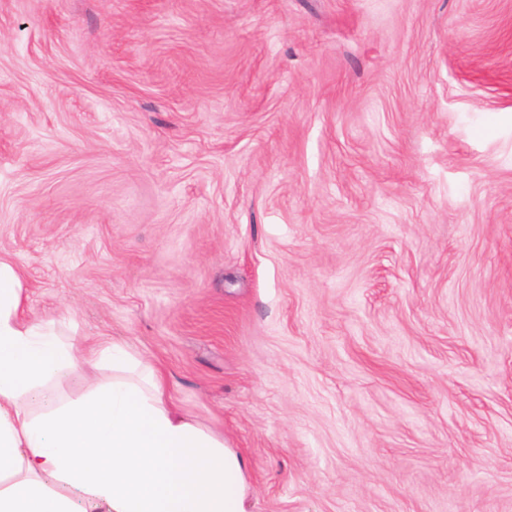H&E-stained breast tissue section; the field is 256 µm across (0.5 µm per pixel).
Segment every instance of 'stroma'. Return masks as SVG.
Here are the masks:
<instances>
[{"label":"stroma","mask_w":512,"mask_h":512,"mask_svg":"<svg viewBox=\"0 0 512 512\" xmlns=\"http://www.w3.org/2000/svg\"><path fill=\"white\" fill-rule=\"evenodd\" d=\"M0 258L249 512H512V0H0Z\"/></svg>","instance_id":"obj_1"}]
</instances>
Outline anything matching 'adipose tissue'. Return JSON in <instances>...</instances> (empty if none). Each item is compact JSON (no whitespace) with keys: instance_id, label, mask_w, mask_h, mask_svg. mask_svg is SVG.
<instances>
[{"instance_id":"adipose-tissue-1","label":"adipose tissue","mask_w":512,"mask_h":512,"mask_svg":"<svg viewBox=\"0 0 512 512\" xmlns=\"http://www.w3.org/2000/svg\"><path fill=\"white\" fill-rule=\"evenodd\" d=\"M111 369L72 397L68 378ZM246 458L119 343L78 345L25 311L0 259V512H247Z\"/></svg>"}]
</instances>
